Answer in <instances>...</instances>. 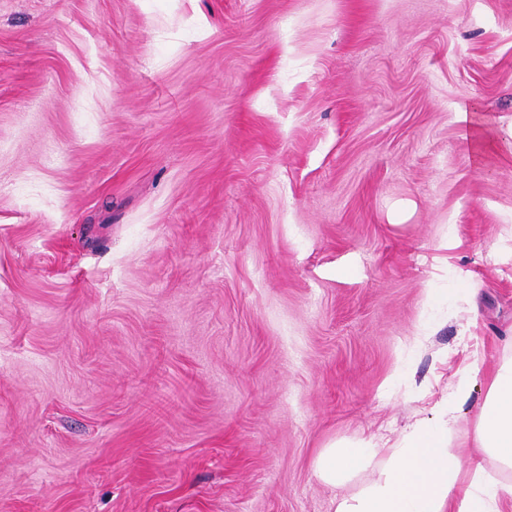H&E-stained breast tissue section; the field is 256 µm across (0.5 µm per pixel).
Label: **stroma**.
<instances>
[{
  "label": "stroma",
  "instance_id": "stroma-1",
  "mask_svg": "<svg viewBox=\"0 0 512 512\" xmlns=\"http://www.w3.org/2000/svg\"><path fill=\"white\" fill-rule=\"evenodd\" d=\"M509 354L512 0H0V512H331Z\"/></svg>",
  "mask_w": 512,
  "mask_h": 512
}]
</instances>
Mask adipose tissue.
Masks as SVG:
<instances>
[{
  "instance_id": "1",
  "label": "adipose tissue",
  "mask_w": 512,
  "mask_h": 512,
  "mask_svg": "<svg viewBox=\"0 0 512 512\" xmlns=\"http://www.w3.org/2000/svg\"><path fill=\"white\" fill-rule=\"evenodd\" d=\"M470 396L468 378L450 385L435 419L407 425L390 453L365 439L325 449L316 471L341 489L334 512H512V356L491 380L465 456L451 441ZM365 471L369 479L345 492Z\"/></svg>"
}]
</instances>
